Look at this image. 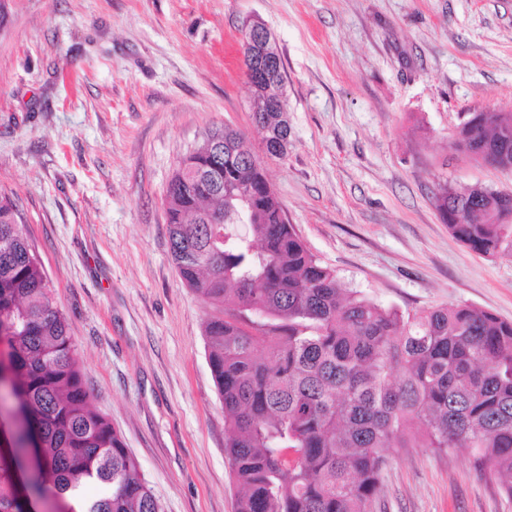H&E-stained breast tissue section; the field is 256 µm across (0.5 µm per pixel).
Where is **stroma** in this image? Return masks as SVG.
<instances>
[{"label": "stroma", "instance_id": "obj_1", "mask_svg": "<svg viewBox=\"0 0 512 512\" xmlns=\"http://www.w3.org/2000/svg\"><path fill=\"white\" fill-rule=\"evenodd\" d=\"M286 72L288 221L342 287L403 314L466 304L512 322V251L481 256L439 184L512 191L456 154L463 113L512 112V0H13L0 34V191L66 317L93 407L161 512H235L203 299L171 260L164 197L211 130L255 152L246 24ZM374 512H512L466 448L391 451Z\"/></svg>", "mask_w": 512, "mask_h": 512}]
</instances>
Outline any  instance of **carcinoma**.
Returning a JSON list of instances; mask_svg holds the SVG:
<instances>
[{
    "label": "carcinoma",
    "mask_w": 512,
    "mask_h": 512,
    "mask_svg": "<svg viewBox=\"0 0 512 512\" xmlns=\"http://www.w3.org/2000/svg\"><path fill=\"white\" fill-rule=\"evenodd\" d=\"M266 155H288L273 82L243 59ZM169 180V250L212 309L208 363L224 406L235 512H372L394 448H470L512 498V323L469 305L404 316L339 288L284 221L262 162L224 128ZM452 149L512 166V112H466ZM435 205L472 251L512 250V194L439 185ZM222 215L224 223L212 218ZM265 351L257 353V345ZM0 403L20 425L0 447V512H160L137 460L84 387L77 345L55 305L14 193L0 192ZM34 477L21 485L29 460ZM88 483L104 496L80 500Z\"/></svg>",
    "instance_id": "obj_1"
}]
</instances>
